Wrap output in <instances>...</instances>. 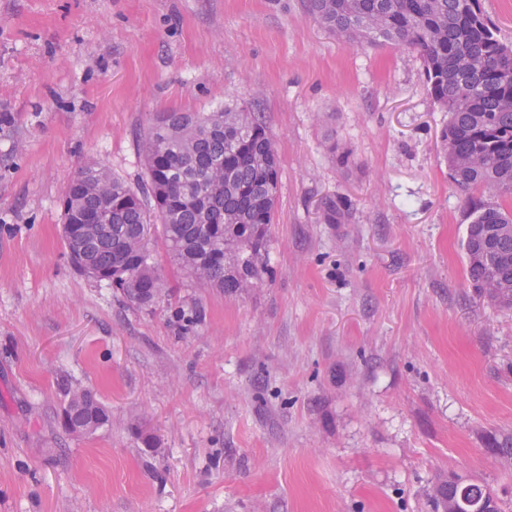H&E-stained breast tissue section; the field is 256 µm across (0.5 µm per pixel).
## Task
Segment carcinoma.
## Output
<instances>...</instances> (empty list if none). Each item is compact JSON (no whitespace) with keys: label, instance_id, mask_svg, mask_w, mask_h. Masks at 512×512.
<instances>
[{"label":"carcinoma","instance_id":"obj_1","mask_svg":"<svg viewBox=\"0 0 512 512\" xmlns=\"http://www.w3.org/2000/svg\"><path fill=\"white\" fill-rule=\"evenodd\" d=\"M325 27L361 45L380 41L416 50L431 98L448 113L445 158L457 188L490 200L473 212L464 243L468 277L480 294L512 309V45L478 0H306ZM146 181L132 188L100 163L85 165L64 189L68 255L95 270L139 307L170 296L148 249L159 233L171 261L193 280L238 295L266 270L265 253L278 186V154L266 125L245 108L166 112L142 142ZM70 431L93 433L110 422L87 389L63 409ZM434 498L435 512H501L494 491L455 476Z\"/></svg>","mask_w":512,"mask_h":512}]
</instances>
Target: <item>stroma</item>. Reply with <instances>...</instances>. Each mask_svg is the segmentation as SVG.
<instances>
[{
  "label": "stroma",
  "mask_w": 512,
  "mask_h": 512,
  "mask_svg": "<svg viewBox=\"0 0 512 512\" xmlns=\"http://www.w3.org/2000/svg\"><path fill=\"white\" fill-rule=\"evenodd\" d=\"M244 107L279 155L264 285L151 249L171 300L76 272L62 192L130 186L161 112ZM409 48L339 39L305 0H0V512H432L454 473L512 499V311L467 276L484 192ZM335 203L339 222L324 219ZM112 422L70 433V391Z\"/></svg>",
  "instance_id": "35a3bbf8"
}]
</instances>
